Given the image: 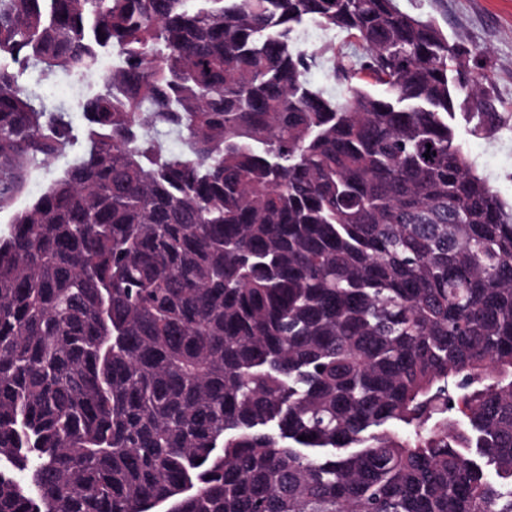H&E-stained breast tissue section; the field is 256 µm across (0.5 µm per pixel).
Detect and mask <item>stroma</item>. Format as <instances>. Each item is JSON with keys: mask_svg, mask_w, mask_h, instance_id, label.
I'll return each mask as SVG.
<instances>
[{"mask_svg": "<svg viewBox=\"0 0 512 512\" xmlns=\"http://www.w3.org/2000/svg\"><path fill=\"white\" fill-rule=\"evenodd\" d=\"M398 5L402 11L433 20L459 48L465 66L457 77L451 120L455 140L499 198L512 205V0H398ZM296 41L319 57L308 73L312 85L326 94L341 95L342 88L332 77L336 61L326 50L333 47L340 53H352L346 33L308 21L297 31ZM119 62L117 52L106 51L97 71L59 74L49 81L41 80L34 67L16 68L19 85L47 106L67 109L72 133L64 151L30 168L21 191L0 204V235L7 234L18 210L33 202L81 157L85 147L82 104L101 89L104 77ZM478 76L483 83L479 96L473 98L470 84Z\"/></svg>", "mask_w": 512, "mask_h": 512, "instance_id": "1", "label": "stroma"}]
</instances>
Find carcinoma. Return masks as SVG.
Listing matches in <instances>:
<instances>
[{
	"mask_svg": "<svg viewBox=\"0 0 512 512\" xmlns=\"http://www.w3.org/2000/svg\"><path fill=\"white\" fill-rule=\"evenodd\" d=\"M306 20L364 50L340 99ZM102 49L0 236V512H512V207L456 46L397 0H0V203L72 132L4 61ZM296 41L301 48L317 56L329 47L336 48V60L330 57V53L319 58L318 64L309 71L308 80L315 88L322 89L326 94L340 96L342 88L332 77L333 68L340 57L339 53L351 54L355 51L357 55H361L363 48L358 45L349 46L350 40L346 33L338 29H325L313 21H306L299 28ZM120 62L116 51H103L97 71L88 74L56 75L43 81L33 66H14L19 85L43 99L48 107L63 105L68 110L72 126L71 140L66 149L55 153L28 169L21 191L9 202L0 204V235L7 234L13 215L33 202L55 178L61 176L82 155L85 147V119L82 104L98 92L103 78L112 73V67Z\"/></svg>",
	"mask_w": 512,
	"mask_h": 512,
	"instance_id": "carcinoma-1",
	"label": "carcinoma"
}]
</instances>
